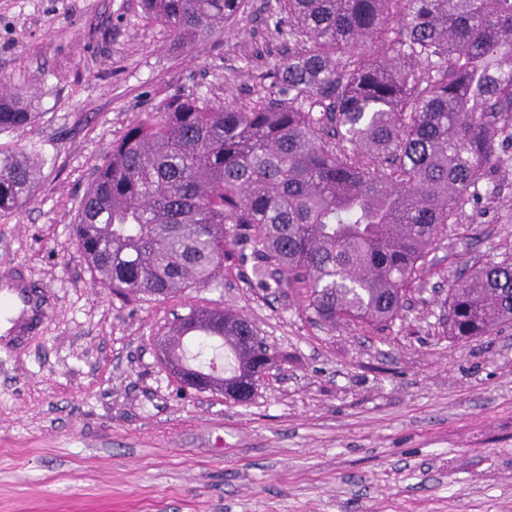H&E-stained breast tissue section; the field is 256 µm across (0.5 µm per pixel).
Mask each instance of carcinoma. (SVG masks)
<instances>
[{
  "instance_id": "1",
  "label": "carcinoma",
  "mask_w": 512,
  "mask_h": 512,
  "mask_svg": "<svg viewBox=\"0 0 512 512\" xmlns=\"http://www.w3.org/2000/svg\"><path fill=\"white\" fill-rule=\"evenodd\" d=\"M178 44L214 36L245 0H140ZM274 32L295 52L248 103L189 91L128 125L95 170L73 239L94 281L127 301L219 286L252 260L255 288L305 300L309 320L384 330L406 287L475 199L512 170V0H276ZM377 41L392 57L364 51ZM31 100L0 98V133ZM36 168L0 149V217L30 203ZM448 335L512 323V255L448 287ZM256 326L191 305L157 340L180 388L188 345L219 336L229 370L211 390L250 401L274 360Z\"/></svg>"
}]
</instances>
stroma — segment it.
Instances as JSON below:
<instances>
[{
  "instance_id": "obj_1",
  "label": "stroma",
  "mask_w": 512,
  "mask_h": 512,
  "mask_svg": "<svg viewBox=\"0 0 512 512\" xmlns=\"http://www.w3.org/2000/svg\"><path fill=\"white\" fill-rule=\"evenodd\" d=\"M267 0L182 47L139 0H0V77L34 98L0 146L31 154L30 205L0 218V274L42 300L0 333V512H512V327L448 335V285L512 253V174L475 201L388 329L312 323L297 293L221 286L124 302L96 286L71 226L126 127L191 90L262 96L288 45ZM248 319L279 361L248 404L179 388L153 339L188 306Z\"/></svg>"
}]
</instances>
